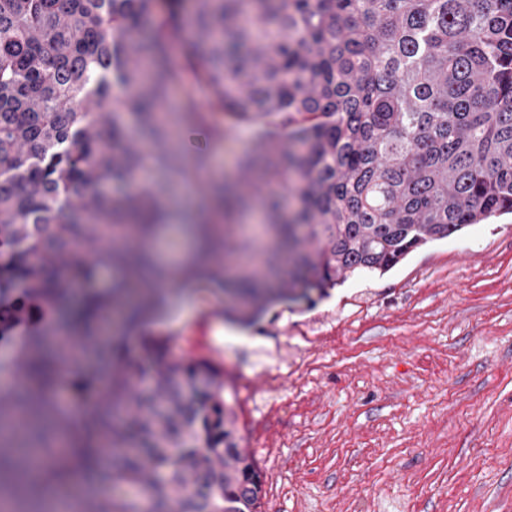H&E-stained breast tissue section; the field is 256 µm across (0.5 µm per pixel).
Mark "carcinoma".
<instances>
[{
    "label": "carcinoma",
    "mask_w": 512,
    "mask_h": 512,
    "mask_svg": "<svg viewBox=\"0 0 512 512\" xmlns=\"http://www.w3.org/2000/svg\"><path fill=\"white\" fill-rule=\"evenodd\" d=\"M188 74L207 105L160 112ZM237 123L257 136L214 196L224 223L188 225L205 249L170 279H207L249 323L512 213V0H0V328L57 307L68 277L89 285L66 329H30L3 363L27 382L0 391V419L24 416L0 425L11 512L77 473L83 512H259L223 369L95 337L129 286L130 331L162 301L145 236L176 219L163 182L209 171L172 127L221 141Z\"/></svg>",
    "instance_id": "1"
}]
</instances>
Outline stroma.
<instances>
[{"label":"stroma","instance_id":"obj_1","mask_svg":"<svg viewBox=\"0 0 512 512\" xmlns=\"http://www.w3.org/2000/svg\"><path fill=\"white\" fill-rule=\"evenodd\" d=\"M253 137L206 141L208 179L168 208L209 203ZM177 292L187 318L162 306L144 334L223 365L261 512H512V214L274 306L242 342L221 289Z\"/></svg>","mask_w":512,"mask_h":512}]
</instances>
